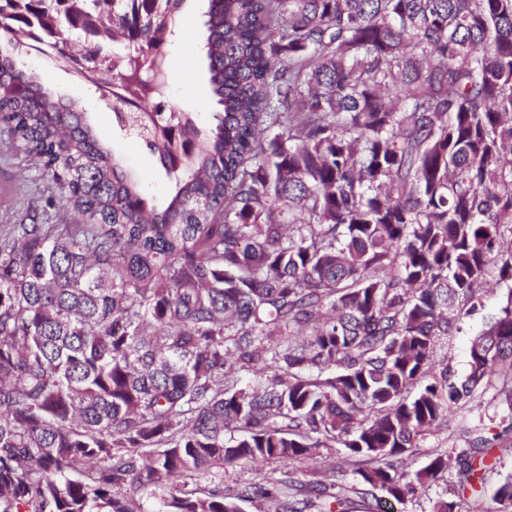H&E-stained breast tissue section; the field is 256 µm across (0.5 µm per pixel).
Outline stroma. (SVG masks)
I'll list each match as a JSON object with an SVG mask.
<instances>
[{
	"label": "stroma",
	"mask_w": 512,
	"mask_h": 512,
	"mask_svg": "<svg viewBox=\"0 0 512 512\" xmlns=\"http://www.w3.org/2000/svg\"><path fill=\"white\" fill-rule=\"evenodd\" d=\"M177 23L178 31L164 47L167 82L164 105L178 112L194 113L198 123L206 126L211 122L214 105L208 93L206 70L200 54L204 17L199 0H184L177 14ZM23 57L45 86L79 102L95 117L101 134L113 140L124 153L129 167L142 175L148 197L161 201L168 191L169 182L157 157L140 142L123 136L113 112L98 104L99 93L95 85L75 71L55 65L40 49H28ZM35 175L33 166L23 154L0 150V226L19 223L27 214L38 211L45 199L54 194V186L48 181L36 180ZM506 289L503 283L490 284L484 290L482 308L465 318L461 331L439 339L437 355L447 358L456 375L465 373L471 341L488 317L496 312ZM471 424V414L464 409L458 410L419 447L399 457V470L411 473L422 468L432 451L465 447L464 432Z\"/></svg>",
	"instance_id": "obj_1"
}]
</instances>
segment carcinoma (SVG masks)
Listing matches in <instances>:
<instances>
[{
	"label": "carcinoma",
	"instance_id": "1",
	"mask_svg": "<svg viewBox=\"0 0 512 512\" xmlns=\"http://www.w3.org/2000/svg\"><path fill=\"white\" fill-rule=\"evenodd\" d=\"M207 128L149 107L179 0H0V132L71 224L0 232V512H351L444 479L417 448L459 404L469 512L512 434V287L469 350L437 340L512 281V0H207ZM83 77L121 51L113 112L170 182L157 206L83 107L20 61ZM495 386L496 410L480 396ZM350 484L224 467L315 461ZM207 476L214 488L197 484ZM512 512V474L493 490ZM338 447L339 445H336V452H333L329 456L327 455L326 458L323 457L317 466L323 469H328V474L330 475H332V471H335L334 475L336 476V482H352L356 477L354 469H356L357 466L354 465L353 460L345 456L343 448Z\"/></svg>",
	"mask_w": 512,
	"mask_h": 512
}]
</instances>
